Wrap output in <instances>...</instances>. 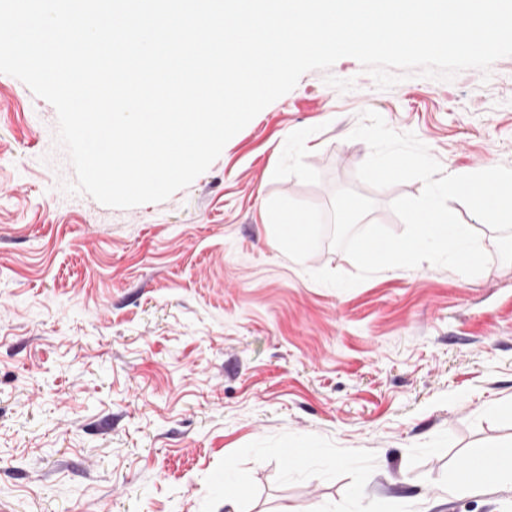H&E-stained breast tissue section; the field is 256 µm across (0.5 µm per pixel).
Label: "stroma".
Masks as SVG:
<instances>
[{"instance_id":"obj_1","label":"stroma","mask_w":512,"mask_h":512,"mask_svg":"<svg viewBox=\"0 0 512 512\" xmlns=\"http://www.w3.org/2000/svg\"><path fill=\"white\" fill-rule=\"evenodd\" d=\"M415 133L443 171L512 167V56L450 82L378 89L354 58L304 73L191 185L105 206L65 184L57 112L0 74V512H512V484L449 486L472 449L512 441V264L452 202L490 263H428L339 290L322 243L297 262L267 212L281 195L368 219L421 181L358 180L361 112ZM307 447L291 461L284 451Z\"/></svg>"}]
</instances>
